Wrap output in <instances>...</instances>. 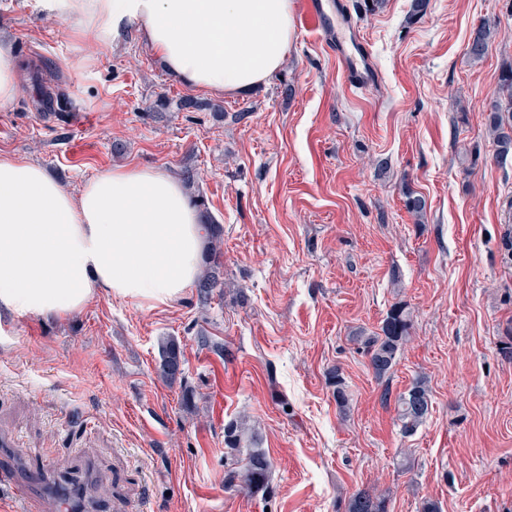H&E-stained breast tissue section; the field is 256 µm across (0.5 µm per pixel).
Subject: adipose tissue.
<instances>
[{
	"label": "adipose tissue",
	"mask_w": 512,
	"mask_h": 512,
	"mask_svg": "<svg viewBox=\"0 0 512 512\" xmlns=\"http://www.w3.org/2000/svg\"><path fill=\"white\" fill-rule=\"evenodd\" d=\"M83 41L109 47L133 23L186 86L238 93L268 81L294 36L293 0H33ZM204 232L181 184L120 166L71 192L39 165L0 156V310L64 318L97 294L151 307L181 298Z\"/></svg>",
	"instance_id": "obj_1"
}]
</instances>
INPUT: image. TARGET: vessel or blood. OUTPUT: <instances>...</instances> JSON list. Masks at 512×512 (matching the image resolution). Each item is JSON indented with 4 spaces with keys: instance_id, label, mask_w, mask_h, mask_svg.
I'll return each instance as SVG.
<instances>
[{
    "instance_id": "vessel-or-blood-1",
    "label": "vessel or blood",
    "mask_w": 512,
    "mask_h": 512,
    "mask_svg": "<svg viewBox=\"0 0 512 512\" xmlns=\"http://www.w3.org/2000/svg\"><path fill=\"white\" fill-rule=\"evenodd\" d=\"M303 5V12L315 36L343 58L347 84L360 89L367 87L373 79L375 67L360 31L343 13L329 14L325 0H303ZM0 492L14 495L16 512H32L34 491L24 488L17 468L0 466Z\"/></svg>"
}]
</instances>
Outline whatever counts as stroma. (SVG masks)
Wrapping results in <instances>:
<instances>
[{
	"label": "stroma",
	"instance_id": "1",
	"mask_svg": "<svg viewBox=\"0 0 512 512\" xmlns=\"http://www.w3.org/2000/svg\"><path fill=\"white\" fill-rule=\"evenodd\" d=\"M376 73L343 63L296 15L265 85L216 94L172 78L137 27L102 50L32 0H0V38L24 70L0 109V155L77 189L116 166L192 173L224 229V293L149 307L99 294L57 320L0 311V459L81 476L102 512H347L361 488L387 512H512V156L488 129L512 63V0H343ZM495 29L486 55L468 43ZM87 54L92 65L71 67ZM65 93V119L39 108ZM426 200L422 216L405 190ZM409 341L376 378L359 331L394 305ZM209 345H201L200 335ZM184 350V384L158 374ZM349 408L340 411L332 370ZM431 407L403 436L414 379ZM271 462L266 487L226 480L224 427ZM159 374L169 384L183 379V351L173 337H164L159 343Z\"/></svg>",
	"mask_w": 512,
	"mask_h": 512
}]
</instances>
